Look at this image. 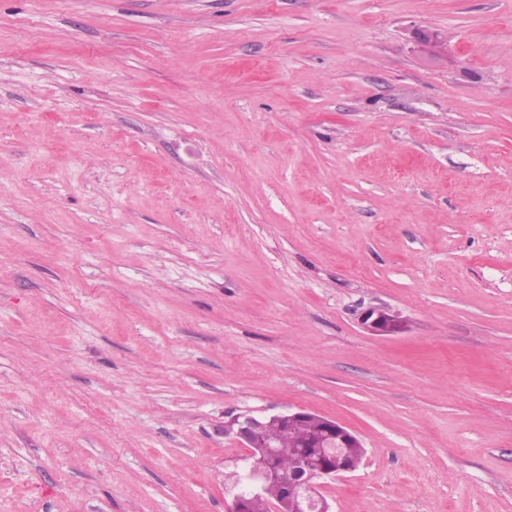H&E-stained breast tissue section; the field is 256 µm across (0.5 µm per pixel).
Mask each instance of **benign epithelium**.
Returning a JSON list of instances; mask_svg holds the SVG:
<instances>
[{
	"mask_svg": "<svg viewBox=\"0 0 512 512\" xmlns=\"http://www.w3.org/2000/svg\"><path fill=\"white\" fill-rule=\"evenodd\" d=\"M358 322L373 335H392L404 327L399 314L376 306L362 310ZM305 422L320 426L319 440L312 445L313 451L305 452L301 468L284 481V494L273 505V512H332L321 487L359 468V463L350 461L337 449L362 448L364 444L356 433L341 423L303 409L261 417L241 413L224 424V434L232 436L247 450L244 482L248 492L241 491L234 496L230 512H247V494L259 491L271 480L279 478L275 445L263 438V429L270 424L288 429Z\"/></svg>",
	"mask_w": 512,
	"mask_h": 512,
	"instance_id": "obj_1",
	"label": "benign epithelium"
}]
</instances>
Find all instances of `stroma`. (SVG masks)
Segmentation results:
<instances>
[{
  "mask_svg": "<svg viewBox=\"0 0 512 512\" xmlns=\"http://www.w3.org/2000/svg\"><path fill=\"white\" fill-rule=\"evenodd\" d=\"M299 409L333 512H512V0H0V512H227ZM358 322L373 335H392L404 327V320L399 313L389 312L376 306H370L358 314ZM305 422L320 426V436L316 444L302 447L307 440H313L319 434L315 424ZM270 424L287 430L302 425L284 433L275 425L267 427ZM265 427L266 435L278 442V460L276 446L263 438ZM224 434L231 435L241 448L247 450L244 482L248 493L259 491L268 483L263 493L250 498L249 512H270V505L281 497V483L270 482L279 478L277 461L285 492L272 506V511L333 512L331 504L320 491L321 487L329 480L343 477L359 468V462L350 461L335 449L345 448L344 452L355 458L365 456V446L356 433L336 420L303 409L261 417L249 413L237 414L224 424ZM305 448L314 449L304 453ZM303 453L304 462L297 470Z\"/></svg>",
  "mask_w": 512,
  "mask_h": 512,
  "instance_id": "35a3bbf8",
  "label": "stroma"
}]
</instances>
